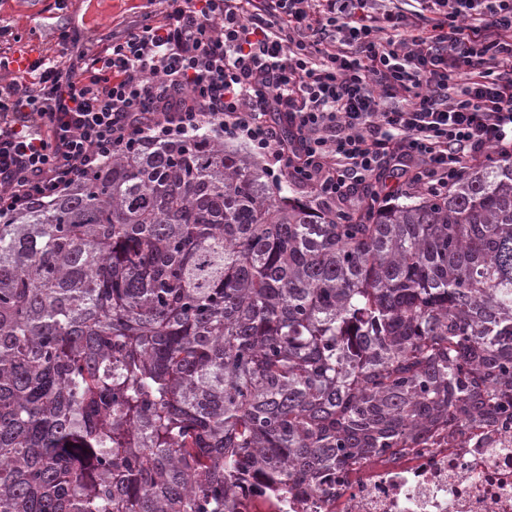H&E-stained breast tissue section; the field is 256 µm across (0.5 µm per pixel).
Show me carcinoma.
<instances>
[{
	"mask_svg": "<svg viewBox=\"0 0 512 512\" xmlns=\"http://www.w3.org/2000/svg\"><path fill=\"white\" fill-rule=\"evenodd\" d=\"M512 426V163L340 224L203 125L0 220V512H282Z\"/></svg>",
	"mask_w": 512,
	"mask_h": 512,
	"instance_id": "carcinoma-1",
	"label": "carcinoma"
}]
</instances>
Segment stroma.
I'll use <instances>...</instances> for the list:
<instances>
[{
    "label": "stroma",
    "mask_w": 512,
    "mask_h": 512,
    "mask_svg": "<svg viewBox=\"0 0 512 512\" xmlns=\"http://www.w3.org/2000/svg\"><path fill=\"white\" fill-rule=\"evenodd\" d=\"M163 8L162 0H0V51L13 58L53 59L65 32L96 50L112 32Z\"/></svg>",
    "instance_id": "stroma-1"
}]
</instances>
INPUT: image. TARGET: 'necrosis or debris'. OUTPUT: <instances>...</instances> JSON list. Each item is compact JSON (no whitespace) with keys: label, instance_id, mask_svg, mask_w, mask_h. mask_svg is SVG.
<instances>
[{"label":"necrosis or debris","instance_id":"4bbe7bcc","mask_svg":"<svg viewBox=\"0 0 512 512\" xmlns=\"http://www.w3.org/2000/svg\"><path fill=\"white\" fill-rule=\"evenodd\" d=\"M288 512H512V429H439L422 447L337 469L328 493L289 494Z\"/></svg>","mask_w":512,"mask_h":512}]
</instances>
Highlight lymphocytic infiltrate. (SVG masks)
I'll return each mask as SVG.
<instances>
[{"label":"lymphocytic infiltrate","instance_id":"f902f5d3","mask_svg":"<svg viewBox=\"0 0 512 512\" xmlns=\"http://www.w3.org/2000/svg\"><path fill=\"white\" fill-rule=\"evenodd\" d=\"M105 47L0 84V214L66 191L143 133L202 124L358 211L404 181L447 192L512 158V0H167Z\"/></svg>","mask_w":512,"mask_h":512}]
</instances>
